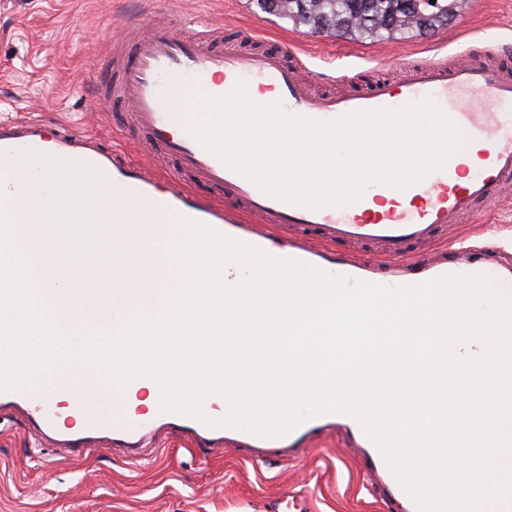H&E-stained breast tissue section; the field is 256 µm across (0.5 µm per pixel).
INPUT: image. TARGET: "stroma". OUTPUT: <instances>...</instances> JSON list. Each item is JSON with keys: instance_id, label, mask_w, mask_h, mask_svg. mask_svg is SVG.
<instances>
[{"instance_id": "stroma-1", "label": "stroma", "mask_w": 512, "mask_h": 512, "mask_svg": "<svg viewBox=\"0 0 512 512\" xmlns=\"http://www.w3.org/2000/svg\"><path fill=\"white\" fill-rule=\"evenodd\" d=\"M163 18L181 32L220 23L231 37L251 30L261 45L284 39L306 59L311 85L329 92L343 88L331 62L337 55L362 87L396 78V68H378L391 56L455 61L512 45V0H470L447 30L377 42L298 32L253 0H0V114L62 121L112 147V105L92 100V77L127 23ZM365 471L336 432L296 455L212 451L173 435L140 466L95 439L77 455L50 447L22 415L0 418V512H271L292 491L306 497L309 512H392Z\"/></svg>"}]
</instances>
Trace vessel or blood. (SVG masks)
I'll use <instances>...</instances> for the list:
<instances>
[{"label": "vessel or blood", "instance_id": "vessel-or-blood-1", "mask_svg": "<svg viewBox=\"0 0 512 512\" xmlns=\"http://www.w3.org/2000/svg\"><path fill=\"white\" fill-rule=\"evenodd\" d=\"M304 66L284 47L240 48L225 40L220 27L183 36L168 21L147 25L144 35L126 37L116 65L101 69L94 85L95 94L120 105V129L141 151L142 161L128 164L117 151L104 149L96 136L59 122L38 117L0 121V158L8 163L0 188L10 195L26 183L30 166L25 155L34 152L95 171L114 198L158 224L179 214L259 248L271 231L295 228L290 258L351 283L366 280L367 264L333 257L330 248L351 243L371 247L394 277L432 280L448 274H483L491 268L512 277V255L493 242L470 246L465 236H458L460 248L451 267L444 265L440 252L447 241L445 228L476 218L480 207L501 205L503 189L512 186V115L501 110L512 103V67L480 51L452 64H400L399 80L380 81L366 91L350 87L338 94L315 95L300 77ZM240 79L246 81L248 92L265 96L270 103L281 102L290 114L322 121L431 97L468 142L478 145L479 164L466 176L457 157H450L443 169L406 188V195L420 201L408 209L376 211L364 199L319 210L284 202L263 193L203 148L167 101L173 88L191 82L209 84L212 95L223 96ZM97 390V377L89 372L75 388L62 383L50 393L39 386L0 391V411H26L42 440L59 448L109 430L113 444L135 461L142 449L155 447L163 422L188 432L195 441L219 442L233 433L232 428L210 427L158 407L148 414L137 409L116 416L90 403ZM336 423L359 427L348 415L326 414L281 436L249 432L245 440L259 447L294 448Z\"/></svg>", "mask_w": 512, "mask_h": 512}]
</instances>
